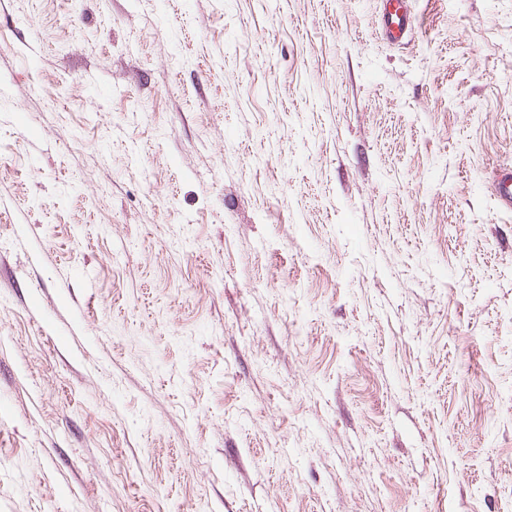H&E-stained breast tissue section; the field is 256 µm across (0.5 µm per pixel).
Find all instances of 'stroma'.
<instances>
[{
    "label": "stroma",
    "mask_w": 512,
    "mask_h": 512,
    "mask_svg": "<svg viewBox=\"0 0 512 512\" xmlns=\"http://www.w3.org/2000/svg\"><path fill=\"white\" fill-rule=\"evenodd\" d=\"M0 0V512H512V0ZM382 27L387 38L402 42L412 36L413 19L407 0H383ZM492 194L502 209L512 210V170H503L492 185Z\"/></svg>",
    "instance_id": "1"
}]
</instances>
